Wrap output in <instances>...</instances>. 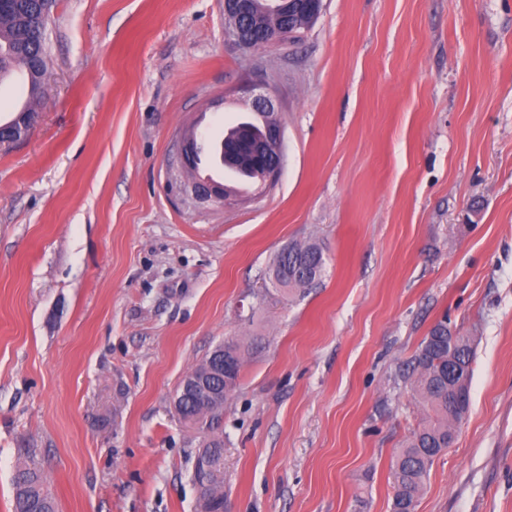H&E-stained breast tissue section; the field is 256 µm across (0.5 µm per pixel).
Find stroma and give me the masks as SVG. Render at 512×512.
<instances>
[{
    "label": "stroma",
    "instance_id": "35a3bbf8",
    "mask_svg": "<svg viewBox=\"0 0 512 512\" xmlns=\"http://www.w3.org/2000/svg\"><path fill=\"white\" fill-rule=\"evenodd\" d=\"M27 138L0 145V512L35 463L59 512H195L183 377L259 337L224 405L226 512H390L433 324L474 337L470 407L415 512H512V0H323L241 50L224 0H54ZM268 94L284 168L194 207L181 136ZM317 243L287 292L278 252ZM279 4L282 6L281 14L287 15L289 18V22L292 27L296 29L297 32L308 28V26L315 20L311 19L318 17L321 11L322 0H304L310 1L311 4L308 5V15L303 12L304 10H297L296 4L289 2V0H277ZM288 256L280 252L274 262L273 275L277 283L287 289L312 287L322 278L325 259L316 243L293 244L288 247ZM317 268L315 275L314 268Z\"/></svg>",
    "mask_w": 512,
    "mask_h": 512
}]
</instances>
